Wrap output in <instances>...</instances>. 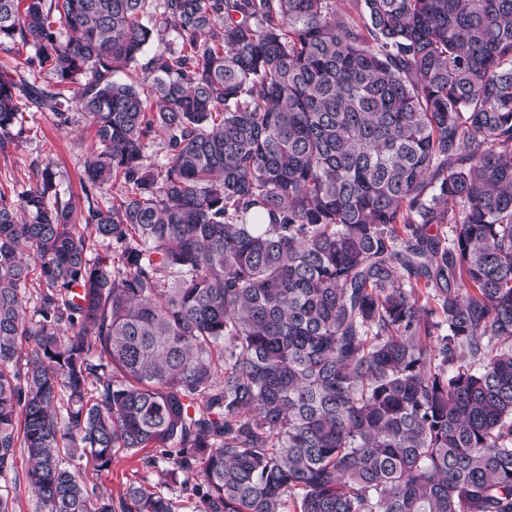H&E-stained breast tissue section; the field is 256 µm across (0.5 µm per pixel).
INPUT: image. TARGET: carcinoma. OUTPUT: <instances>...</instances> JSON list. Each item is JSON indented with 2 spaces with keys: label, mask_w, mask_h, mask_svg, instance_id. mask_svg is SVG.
<instances>
[{
  "label": "carcinoma",
  "mask_w": 512,
  "mask_h": 512,
  "mask_svg": "<svg viewBox=\"0 0 512 512\" xmlns=\"http://www.w3.org/2000/svg\"><path fill=\"white\" fill-rule=\"evenodd\" d=\"M16 43L78 88L0 73V148L21 92L96 145L85 211L49 163L0 191V480L22 448L35 512H512V0H0ZM145 448L159 488L81 477Z\"/></svg>",
  "instance_id": "carcinoma-1"
}]
</instances>
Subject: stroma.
Here are the masks:
<instances>
[{
    "label": "stroma",
    "instance_id": "35a3bbf8",
    "mask_svg": "<svg viewBox=\"0 0 512 512\" xmlns=\"http://www.w3.org/2000/svg\"><path fill=\"white\" fill-rule=\"evenodd\" d=\"M13 75L17 83L51 82L52 75L41 67L31 45L16 44L10 49H0V72ZM20 138L7 143L0 150V190L9 195H17L28 189L36 181L35 163L53 162L56 184L61 200L85 206L81 188V177L90 157L94 139L93 129L83 116H75L69 125H58L51 105L37 106L25 95H18ZM153 448L131 454L117 451L109 469L97 470L91 457H83L79 467L89 482L95 483L112 494L113 498L124 496L127 487L139 483L147 487L158 485L165 461L157 465H146L145 460L156 457Z\"/></svg>",
    "mask_w": 512,
    "mask_h": 512
}]
</instances>
